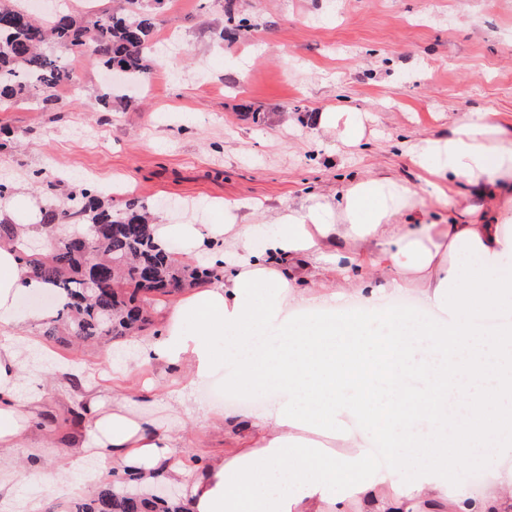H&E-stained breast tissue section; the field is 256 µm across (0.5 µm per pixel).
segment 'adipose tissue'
<instances>
[{
  "label": "adipose tissue",
  "instance_id": "adipose-tissue-1",
  "mask_svg": "<svg viewBox=\"0 0 512 512\" xmlns=\"http://www.w3.org/2000/svg\"><path fill=\"white\" fill-rule=\"evenodd\" d=\"M367 119L339 109L316 124L353 145ZM401 151L443 185H466L449 223H426V198L399 179L360 176L277 216L267 234L229 212L220 224L155 225L158 248L179 241L225 270L176 301L158 336L133 337L134 364L184 369L168 410L213 418L195 386L224 358L226 388L267 403L224 415L230 447L192 467L153 414L124 397H87L89 442L58 459L57 484L93 456L145 479L162 473L190 512H512V321L491 336L477 322L512 309V126L472 113ZM45 210L21 191L0 199V221L30 234ZM45 288L0 243V327L50 317L20 307ZM411 288L427 315L381 308ZM28 347L24 336L0 343V451L20 447L39 401L16 396ZM485 456L499 462L489 480L460 483L459 468Z\"/></svg>",
  "mask_w": 512,
  "mask_h": 512
}]
</instances>
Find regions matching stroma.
<instances>
[{"label":"stroma","instance_id":"obj_1","mask_svg":"<svg viewBox=\"0 0 512 512\" xmlns=\"http://www.w3.org/2000/svg\"><path fill=\"white\" fill-rule=\"evenodd\" d=\"M174 2L155 10L154 35L174 33L181 52L153 63V85L111 87L114 71L82 57L78 90L54 111L33 103L0 111L9 131L0 180L50 204L117 180L112 207L135 194L159 223H220L232 204L245 221L264 224L308 195L341 193L353 175L388 173L426 197L428 222L440 223L450 199L434 193L398 142L445 131L471 112L512 123V0H236L251 27L226 42L217 38L222 0ZM110 90L107 110L98 98ZM339 106L368 114L359 144L317 132L314 115ZM48 167L58 178L52 188L35 177ZM45 330L42 321L18 330L30 341V369L17 395L34 388L41 403L11 453L13 491L65 512L79 495L56 489L55 460L86 436L83 397L129 389L149 374L132 366L129 342L77 348ZM152 375L158 388L141 401L179 428L177 456L190 465L222 456L223 422L203 428L191 415L171 418L160 402L179 373ZM32 448L42 451L34 478Z\"/></svg>","mask_w":512,"mask_h":512}]
</instances>
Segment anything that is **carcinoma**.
<instances>
[{"label":"carcinoma","mask_w":512,"mask_h":512,"mask_svg":"<svg viewBox=\"0 0 512 512\" xmlns=\"http://www.w3.org/2000/svg\"><path fill=\"white\" fill-rule=\"evenodd\" d=\"M23 0L0 3V106L15 107L37 95L45 106L60 101L59 90L78 84L68 63L84 55L92 43L95 57L108 68H118L139 81L150 75L153 14L142 0H122L118 10L106 7L86 25L61 11L40 22ZM247 28L235 13V0H224L226 31ZM47 237L56 245L32 248L28 238L12 226L0 224V240L13 244L20 261L63 298L50 320L48 335L95 342L130 336L149 322L146 306L153 296H169L185 288L220 279V268L204 267L172 258L156 249L146 205L132 197L121 210L107 208L98 192L84 190L69 202L50 206ZM81 237L103 270L90 285L88 259ZM66 512H188L170 497L135 488L109 486L88 499L72 502Z\"/></svg>","instance_id":"obj_1"}]
</instances>
